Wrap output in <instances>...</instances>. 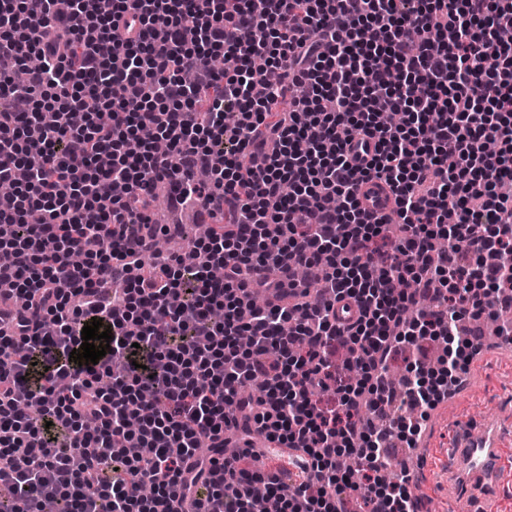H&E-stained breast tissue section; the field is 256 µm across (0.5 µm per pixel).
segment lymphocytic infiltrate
Wrapping results in <instances>:
<instances>
[{
    "mask_svg": "<svg viewBox=\"0 0 512 512\" xmlns=\"http://www.w3.org/2000/svg\"><path fill=\"white\" fill-rule=\"evenodd\" d=\"M30 2L0 0V185L16 187L0 283L17 301L0 309V512H262L258 484L280 512H415L385 448L414 444L469 364L459 321L512 313V45L496 38L512 0ZM217 52L232 72L208 66ZM370 179L394 215L363 208ZM159 182L213 232L148 271ZM271 269L293 305L255 304ZM96 318L109 349L71 362ZM270 444L306 483L240 467Z\"/></svg>",
    "mask_w": 512,
    "mask_h": 512,
    "instance_id": "obj_1",
    "label": "lymphocytic infiltrate"
}]
</instances>
